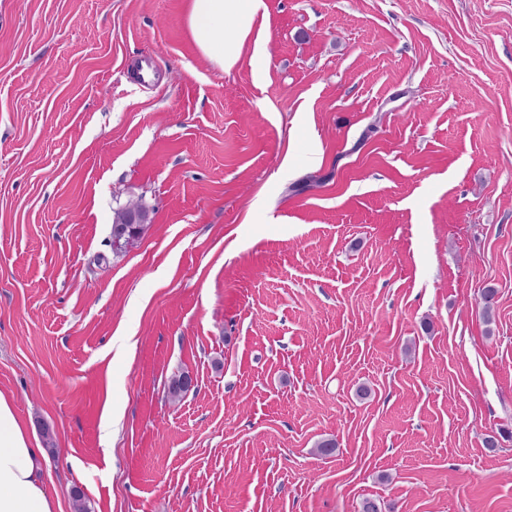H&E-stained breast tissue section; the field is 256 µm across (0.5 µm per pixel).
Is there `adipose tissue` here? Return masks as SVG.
<instances>
[{
  "label": "adipose tissue",
  "mask_w": 512,
  "mask_h": 512,
  "mask_svg": "<svg viewBox=\"0 0 512 512\" xmlns=\"http://www.w3.org/2000/svg\"><path fill=\"white\" fill-rule=\"evenodd\" d=\"M265 0H189L187 27L202 55L219 70L237 65L247 38H254L253 74L263 79L269 56L265 33H254ZM45 456L11 401L0 394V512H62L45 486Z\"/></svg>",
  "instance_id": "1"
}]
</instances>
